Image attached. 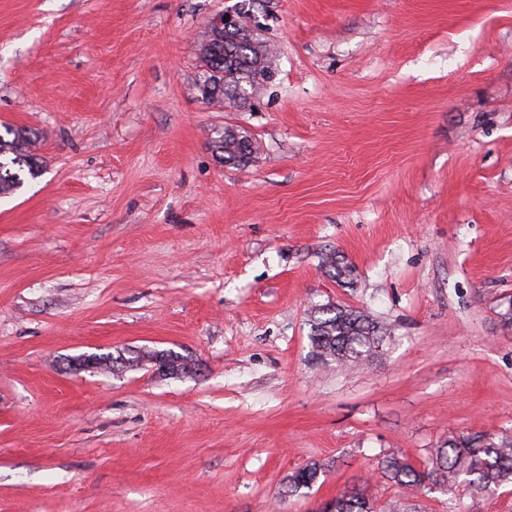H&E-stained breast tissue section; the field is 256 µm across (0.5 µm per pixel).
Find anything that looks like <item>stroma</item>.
I'll use <instances>...</instances> for the list:
<instances>
[{
    "label": "stroma",
    "instance_id": "35a3bbf8",
    "mask_svg": "<svg viewBox=\"0 0 512 512\" xmlns=\"http://www.w3.org/2000/svg\"><path fill=\"white\" fill-rule=\"evenodd\" d=\"M243 5L274 76L214 105L199 45ZM8 127L41 171L0 199V512L382 507L384 454L512 437V0H0ZM327 303L390 327L368 366L313 360ZM143 348L197 371L69 369ZM419 502L512 512V485ZM233 127H224V131L212 140L213 150L226 165L240 166L248 163L252 148L246 151L242 148L241 139L251 144V141ZM324 471L325 464L321 462H312L294 471L288 476L286 493L288 496H304L306 492L303 490H310ZM373 503L363 488H346L334 497L322 512H374Z\"/></svg>",
    "mask_w": 512,
    "mask_h": 512
}]
</instances>
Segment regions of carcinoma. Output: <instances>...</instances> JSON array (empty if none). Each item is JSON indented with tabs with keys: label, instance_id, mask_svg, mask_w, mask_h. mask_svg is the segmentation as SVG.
I'll list each match as a JSON object with an SVG mask.
<instances>
[{
	"label": "carcinoma",
	"instance_id": "carcinoma-1",
	"mask_svg": "<svg viewBox=\"0 0 512 512\" xmlns=\"http://www.w3.org/2000/svg\"><path fill=\"white\" fill-rule=\"evenodd\" d=\"M271 47L256 37L244 44L237 33L208 32L199 48L203 67L200 90L211 101H223L226 91H238L249 97L259 87L258 73L273 77L269 71ZM7 136L0 135V196L13 193L22 180L19 172L27 170L34 176L39 171L38 134L25 127H9ZM241 132L233 127L212 140L213 150L226 165L248 163L252 151L242 148ZM321 268L341 280L350 269L341 265L336 254H326ZM312 353L323 365L359 366L372 361L379 352L386 332L367 313L341 305H316L310 312ZM379 466L383 476L394 485L412 492L427 489L450 493L459 481L488 497L512 483V437L482 433H451L432 453L430 461L418 468L405 457L389 453ZM325 464L312 462L290 475L286 493L303 496L317 483ZM322 512H374V506L362 488H346L339 492Z\"/></svg>",
	"mask_w": 512,
	"mask_h": 512
}]
</instances>
